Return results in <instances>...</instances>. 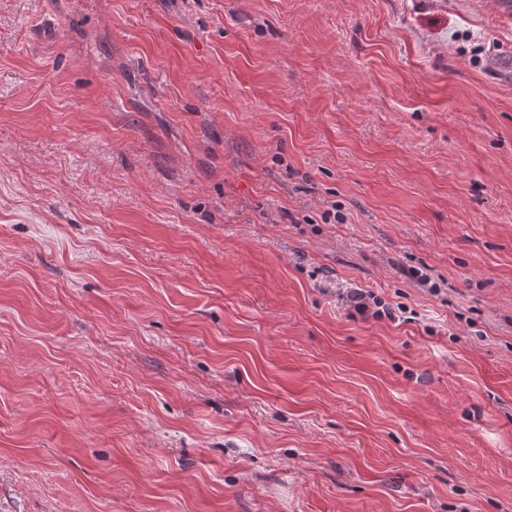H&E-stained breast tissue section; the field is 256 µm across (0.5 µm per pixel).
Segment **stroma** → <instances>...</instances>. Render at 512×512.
I'll list each match as a JSON object with an SVG mask.
<instances>
[{"label": "stroma", "instance_id": "obj_1", "mask_svg": "<svg viewBox=\"0 0 512 512\" xmlns=\"http://www.w3.org/2000/svg\"><path fill=\"white\" fill-rule=\"evenodd\" d=\"M500 57L497 0H0V512H512ZM372 299L373 303L379 308L371 313L372 317L378 320L386 318L389 321H395L396 318L399 320V315L396 310L389 306H382L381 301L374 296L373 291H367L362 288H354L347 295V301L350 308H352L357 314L365 317L370 312L369 300ZM381 307V309H380Z\"/></svg>", "mask_w": 512, "mask_h": 512}]
</instances>
